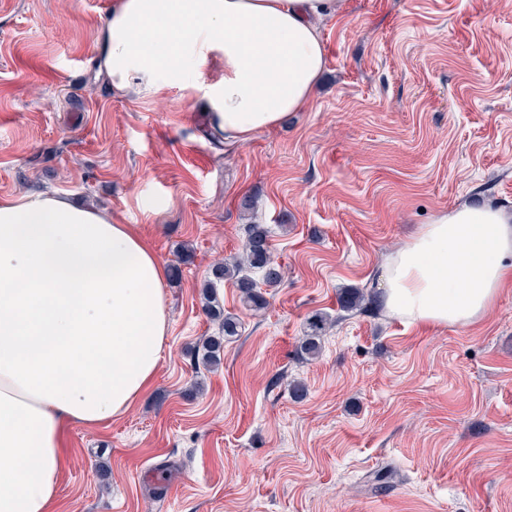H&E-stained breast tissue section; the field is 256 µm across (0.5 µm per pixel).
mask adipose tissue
<instances>
[{
	"label": "adipose tissue",
	"instance_id": "obj_1",
	"mask_svg": "<svg viewBox=\"0 0 512 512\" xmlns=\"http://www.w3.org/2000/svg\"><path fill=\"white\" fill-rule=\"evenodd\" d=\"M347 0H116L97 75L134 94L206 81L209 121L243 144L307 109L322 22ZM207 82V81H206ZM512 282V212L460 204L386 261L408 323L480 321ZM166 268L137 225L51 191L0 198V512H55L65 424L108 425L151 387L168 334Z\"/></svg>",
	"mask_w": 512,
	"mask_h": 512
}]
</instances>
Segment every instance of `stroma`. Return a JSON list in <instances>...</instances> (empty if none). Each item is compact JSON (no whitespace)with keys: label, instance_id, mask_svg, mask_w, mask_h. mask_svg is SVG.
<instances>
[{"label":"stroma","instance_id":"1","mask_svg":"<svg viewBox=\"0 0 512 512\" xmlns=\"http://www.w3.org/2000/svg\"><path fill=\"white\" fill-rule=\"evenodd\" d=\"M113 2L0 0V197L65 193L179 270L149 391L106 428H64L58 512H512V286L466 327L378 301L418 226L461 202L512 211V0H350L323 26L313 105L225 147L194 84L96 79ZM245 194L283 279L259 313L221 284L240 332L198 368L220 333L200 287L241 250ZM344 288L367 308L341 310ZM316 314L332 324L311 359Z\"/></svg>","mask_w":512,"mask_h":512}]
</instances>
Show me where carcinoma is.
Here are the masks:
<instances>
[{"label": "carcinoma", "mask_w": 512, "mask_h": 512, "mask_svg": "<svg viewBox=\"0 0 512 512\" xmlns=\"http://www.w3.org/2000/svg\"><path fill=\"white\" fill-rule=\"evenodd\" d=\"M244 242L241 254L229 263L219 264L212 269V278L203 285L204 308L211 319L220 322L224 337H211L200 347L202 363L214 367L221 363L224 352L223 340L239 334L238 318L224 312L220 303L217 284L228 280L236 288L243 305L252 311H259L267 304L260 285L268 288L278 286L282 280L281 265L276 261L270 244V231L263 224H247L244 228ZM259 272L262 281L253 276ZM340 307L345 311L361 308L365 294L357 288H348L339 294ZM326 328V319L317 317L310 323V334L303 345L302 352L313 357L319 353V339Z\"/></svg>", "instance_id": "obj_1"}]
</instances>
